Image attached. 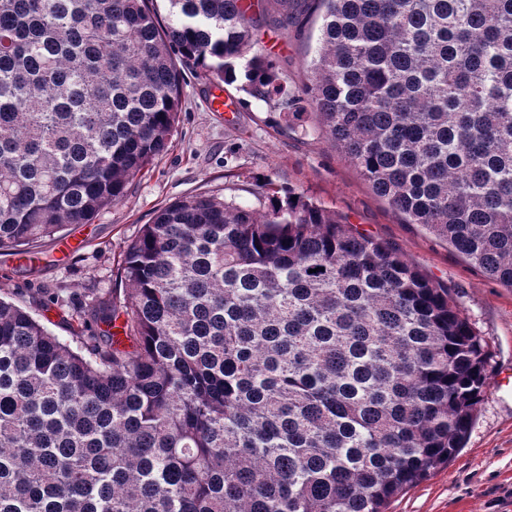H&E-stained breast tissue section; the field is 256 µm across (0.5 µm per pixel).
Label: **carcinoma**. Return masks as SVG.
<instances>
[{
	"label": "carcinoma",
	"instance_id": "carcinoma-1",
	"mask_svg": "<svg viewBox=\"0 0 512 512\" xmlns=\"http://www.w3.org/2000/svg\"><path fill=\"white\" fill-rule=\"evenodd\" d=\"M0 0V249L121 201L181 67L313 111L374 193L512 288V0H310L295 95L243 0ZM50 330L0 296V512H385L464 447L488 352L401 249L294 191L160 208ZM106 329L95 332L91 324Z\"/></svg>",
	"mask_w": 512,
	"mask_h": 512
}]
</instances>
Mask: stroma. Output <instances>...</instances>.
Segmentation results:
<instances>
[{
    "label": "stroma",
    "instance_id": "1",
    "mask_svg": "<svg viewBox=\"0 0 512 512\" xmlns=\"http://www.w3.org/2000/svg\"><path fill=\"white\" fill-rule=\"evenodd\" d=\"M273 15L270 8L255 11L253 40L294 93L307 80L321 19L306 0H292L286 27L271 28ZM224 94L238 102V110L212 111L209 83L198 69L185 70L179 130L168 153L92 223L69 227L68 236L80 241L70 255L61 256L55 243L45 241L37 245L40 261L30 265L0 250V286L27 301L41 288L74 303L91 289L111 296L124 249L160 207L206 193L261 210L274 191L293 188L363 233L398 245L410 264L450 289L487 345L489 371L512 369L511 288L472 268L421 225L403 223L322 138L313 115L292 127L277 101L255 98L240 83L225 85ZM387 512H512V398L486 388L465 447L394 498Z\"/></svg>",
    "mask_w": 512,
    "mask_h": 512
}]
</instances>
